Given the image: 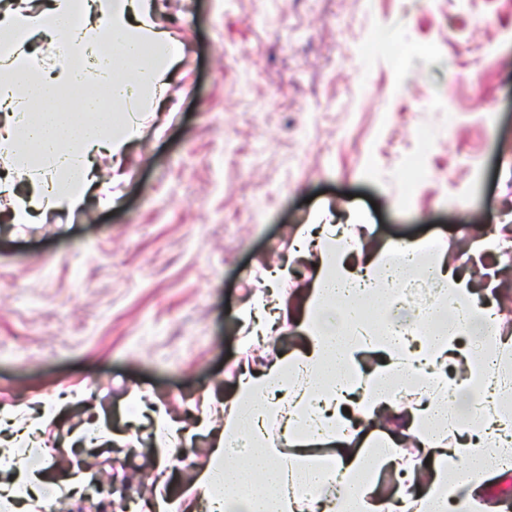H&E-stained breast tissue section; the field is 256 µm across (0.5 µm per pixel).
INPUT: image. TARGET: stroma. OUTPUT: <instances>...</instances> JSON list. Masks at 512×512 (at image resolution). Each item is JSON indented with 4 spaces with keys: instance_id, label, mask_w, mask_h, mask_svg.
<instances>
[{
    "instance_id": "35a3bbf8",
    "label": "stroma",
    "mask_w": 512,
    "mask_h": 512,
    "mask_svg": "<svg viewBox=\"0 0 512 512\" xmlns=\"http://www.w3.org/2000/svg\"><path fill=\"white\" fill-rule=\"evenodd\" d=\"M156 21L183 55L141 137L96 161L111 203L94 190L74 214L8 224L0 197V422L51 481L206 512L194 480L226 394L303 343L288 323L250 340L241 318L307 297L299 227L364 225L366 254L435 240L482 288L472 247L512 225V0H158ZM43 408L58 417L29 438ZM165 420L183 436L166 459ZM89 425L101 451H71Z\"/></svg>"
}]
</instances>
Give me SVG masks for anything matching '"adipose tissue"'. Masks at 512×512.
Segmentation results:
<instances>
[{
    "label": "adipose tissue",
    "mask_w": 512,
    "mask_h": 512,
    "mask_svg": "<svg viewBox=\"0 0 512 512\" xmlns=\"http://www.w3.org/2000/svg\"><path fill=\"white\" fill-rule=\"evenodd\" d=\"M155 13L154 0L0 5V160L30 185L22 193L0 179L11 223L79 210L96 180L93 156L121 155L140 136L141 112L160 100L183 53ZM61 34L67 64L35 66L28 47ZM75 86L106 88L109 100L89 96L77 115L56 106ZM359 241L354 225H318L314 281L292 319L304 346L239 376L213 459L195 480L209 512H384L376 486L386 469L400 477L401 512H495L483 481L512 460V336L494 329L487 296L443 262L425 263L423 242L392 243L356 273L346 258ZM421 273L443 299L405 306L396 286ZM367 305L382 325L363 320ZM368 351L380 361L361 366ZM381 414L393 420L392 437H364ZM237 441L246 450L230 455ZM0 472L4 500L21 504L55 487L6 448ZM255 476L272 494L248 493Z\"/></svg>",
    "instance_id": "obj_1"
}]
</instances>
